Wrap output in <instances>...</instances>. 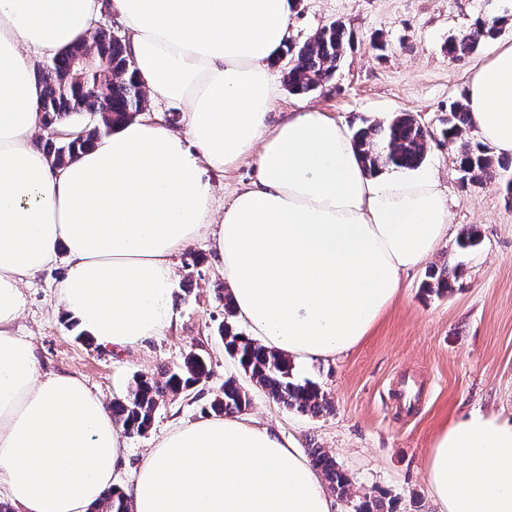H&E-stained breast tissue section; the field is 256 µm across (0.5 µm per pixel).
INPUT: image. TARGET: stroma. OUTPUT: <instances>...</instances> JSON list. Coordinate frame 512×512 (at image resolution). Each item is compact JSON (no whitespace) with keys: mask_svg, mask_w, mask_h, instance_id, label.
I'll use <instances>...</instances> for the list:
<instances>
[{"mask_svg":"<svg viewBox=\"0 0 512 512\" xmlns=\"http://www.w3.org/2000/svg\"><path fill=\"white\" fill-rule=\"evenodd\" d=\"M487 16L506 19L501 37L512 39V0H296L292 44L336 21L354 39L341 67L316 92L302 99L280 84L273 117L303 100L351 130L365 119L411 113L433 135L421 168L437 174L452 213L450 242L429 264L408 272L399 296L360 344L326 362L295 364V377L315 383L329 410L312 416L276 402L225 353L219 335L224 304L217 297L222 281L208 242L190 247L202 257L196 268L186 269L183 255L174 259L173 326L132 349L102 347L57 312L66 255L25 287L17 329L33 344L41 373L75 374L105 402L124 398L134 376L163 380L189 353L208 365L195 394L167 396L148 431L127 436L119 486L164 435L204 418L230 377L249 395L247 416L288 438L300 456L312 448L334 456L351 481L340 512H357L369 498L395 504L396 512H437L426 464L439 431L473 410L512 420V200L497 179L462 186L461 143L438 137L449 103L463 99L471 71L489 53L484 46L453 59L448 41ZM377 40L385 51L373 49ZM466 229L475 230L480 243L462 250L456 240ZM445 264L461 271L460 288L425 292L429 268Z\"/></svg>","mask_w":512,"mask_h":512,"instance_id":"obj_1","label":"stroma"}]
</instances>
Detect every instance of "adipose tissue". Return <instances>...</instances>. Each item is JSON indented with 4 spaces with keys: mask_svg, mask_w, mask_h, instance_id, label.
Segmentation results:
<instances>
[{
    "mask_svg": "<svg viewBox=\"0 0 512 512\" xmlns=\"http://www.w3.org/2000/svg\"><path fill=\"white\" fill-rule=\"evenodd\" d=\"M111 5L150 100L184 130L138 114L57 165L32 146L39 64L84 39L101 2L0 0V496L16 512H91L126 453L111 410L78 376L41 374L15 330L25 283L59 254V310L120 350L172 326V259L206 239L249 338L324 362L369 335L451 225L433 173H369L346 127L304 103L272 121L294 0ZM464 103L477 138L512 156V43ZM248 159L254 179L215 216L212 173ZM426 475L438 512H512V421L457 418ZM124 495L133 512H335L292 444L242 415L181 424Z\"/></svg>",
    "mask_w": 512,
    "mask_h": 512,
    "instance_id": "adipose-tissue-1",
    "label": "adipose tissue"
}]
</instances>
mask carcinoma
Here are the masks:
<instances>
[{
	"instance_id": "carcinoma-1",
	"label": "carcinoma",
	"mask_w": 512,
	"mask_h": 512,
	"mask_svg": "<svg viewBox=\"0 0 512 512\" xmlns=\"http://www.w3.org/2000/svg\"><path fill=\"white\" fill-rule=\"evenodd\" d=\"M502 20L490 23L478 21L470 32L448 41L447 53L452 58L474 52L484 41L495 40L502 31ZM353 34L339 21L321 29L300 46L287 48L288 87L300 95L314 92L341 65ZM89 42L95 54L84 65L83 80L74 84L67 79L68 71L77 58L86 56L82 41L52 57L44 71L42 82V127L49 131L46 154L62 165L75 160L83 151L112 134L122 122L143 110L144 90L139 83L124 44V40L102 27L91 32ZM90 114L98 118L94 125L84 126L72 140L53 138L64 122L75 115ZM469 129L464 104L449 105L448 118L442 136L454 139ZM360 159L366 169L377 174L385 169H414L425 157L430 132L410 113H400L385 121L362 120L353 135ZM461 181L464 185L479 184L495 172L489 149L478 141L463 144L460 155ZM425 288L430 292L450 291L457 283L454 268L433 269L428 273ZM224 301V328L221 338L224 350L237 360L255 385L288 408L301 413L318 415L328 409L329 401L312 383L295 380L291 361L263 348L231 324L234 311L227 295ZM205 360L195 354L183 364L165 372L163 382L146 376H136L128 394L112 403V416L124 431L146 432L164 398L189 390L207 377ZM250 400L246 391L233 378L224 381L220 393L210 401L209 408L217 416L238 414L247 409ZM311 462L320 471L330 488L340 499L349 495L350 479L336 459L321 448L310 449ZM92 512H131V506L118 489L109 491L104 502Z\"/></svg>"
}]
</instances>
